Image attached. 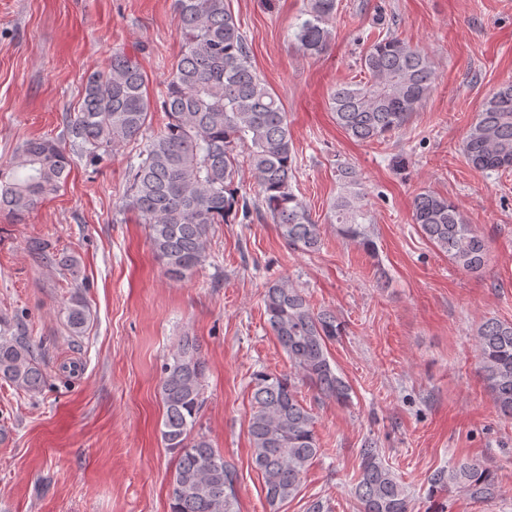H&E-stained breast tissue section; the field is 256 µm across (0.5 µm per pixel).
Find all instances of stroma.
Returning a JSON list of instances; mask_svg holds the SVG:
<instances>
[{
  "mask_svg": "<svg viewBox=\"0 0 512 512\" xmlns=\"http://www.w3.org/2000/svg\"><path fill=\"white\" fill-rule=\"evenodd\" d=\"M228 2L288 113L295 192L323 226L321 248L290 249L268 217L215 224L205 265L170 279L124 207L135 144L96 166L73 154L57 196L20 219L0 211V315L27 325L47 377L36 396L0 381V512H170L178 456L160 433L161 368L187 336L206 364L196 430L236 473L235 512H275L248 426L253 373L292 370L264 313L265 287L279 277L344 323L328 351L353 393L342 406L301 387L321 451L276 512H307L316 499L325 512H359L351 489L367 440L410 512H512V419L497 411L476 351L486 319L512 321V170H476L461 150L482 102L512 82V0H337L335 37L313 57L294 40L303 0ZM382 30L428 54L436 86L395 135L359 143L336 125L328 97L361 79L359 59ZM116 49L159 98L182 50L172 0H0V163L28 139L62 137L85 75ZM344 165L358 174L375 253L330 219ZM425 190L452 199L486 237L482 273L457 268L418 233L412 200ZM34 238L78 259L92 312L84 335H70L72 285L34 260ZM462 460L494 472V498L431 492V475Z\"/></svg>",
  "mask_w": 512,
  "mask_h": 512,
  "instance_id": "stroma-1",
  "label": "stroma"
}]
</instances>
